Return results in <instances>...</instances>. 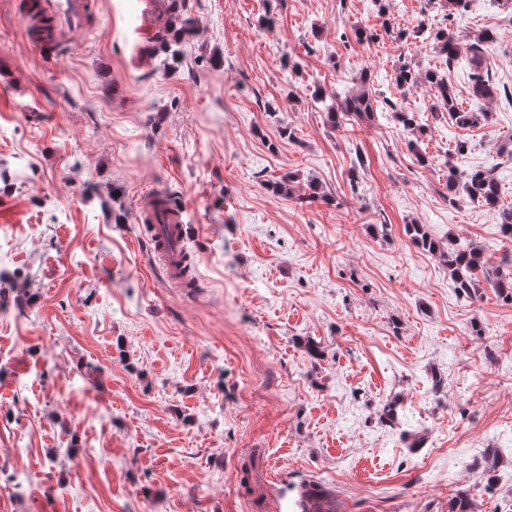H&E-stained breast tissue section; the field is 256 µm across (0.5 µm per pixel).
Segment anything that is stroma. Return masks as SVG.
<instances>
[{"instance_id":"35a3bbf8","label":"stroma","mask_w":512,"mask_h":512,"mask_svg":"<svg viewBox=\"0 0 512 512\" xmlns=\"http://www.w3.org/2000/svg\"><path fill=\"white\" fill-rule=\"evenodd\" d=\"M96 2L53 59L0 0L27 85L0 91V512H300L310 489L335 512H512V301L460 295L405 234L512 253L446 186L485 169L512 206V5L155 0L145 25L141 0ZM181 18L172 59L156 34ZM445 28L493 33L494 97L438 52ZM404 63L483 120L398 86ZM361 88L377 111L327 124ZM161 186L188 204L198 287L166 284L135 221Z\"/></svg>"}]
</instances>
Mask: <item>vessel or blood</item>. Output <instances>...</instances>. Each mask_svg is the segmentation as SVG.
<instances>
[{
	"label": "vessel or blood",
	"instance_id": "1",
	"mask_svg": "<svg viewBox=\"0 0 512 512\" xmlns=\"http://www.w3.org/2000/svg\"><path fill=\"white\" fill-rule=\"evenodd\" d=\"M22 14L40 46L53 55H64L75 33L92 28L96 0H30ZM186 213L185 201L157 189L145 195L136 209L137 221L152 243L153 263L173 288L187 285Z\"/></svg>",
	"mask_w": 512,
	"mask_h": 512
}]
</instances>
